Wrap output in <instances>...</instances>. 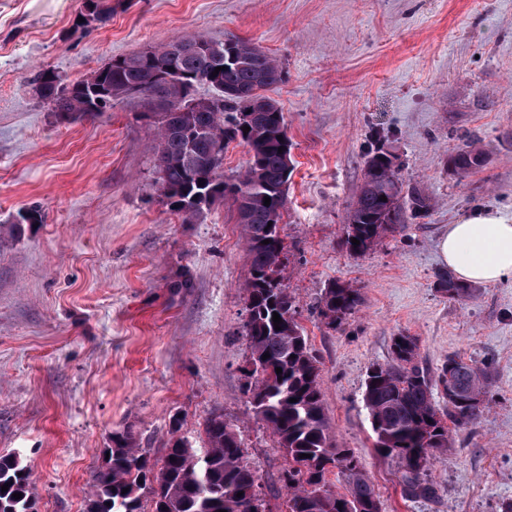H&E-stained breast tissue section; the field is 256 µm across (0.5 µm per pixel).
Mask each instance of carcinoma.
Here are the masks:
<instances>
[{"label":"carcinoma","instance_id":"obj_1","mask_svg":"<svg viewBox=\"0 0 512 512\" xmlns=\"http://www.w3.org/2000/svg\"><path fill=\"white\" fill-rule=\"evenodd\" d=\"M91 21L105 24L112 17V0H83ZM203 35L182 37L164 45L112 59L103 67L65 84L54 71L43 69L36 78L39 97L64 114L81 111L91 87L109 91L101 108L115 101L159 98L170 111L157 114L152 146L158 191L170 211L191 223L201 211L194 199L228 201L242 225L249 261L245 289V335L250 348L248 392L258 420L278 439L289 458L285 472L288 512H381L380 500L359 458L331 442L324 411L319 360L308 337L296 322L297 303L284 284L286 246L279 225H268L271 210L283 209L288 176L280 139H288L279 104L263 91L282 81V67L250 41L230 38L219 43L233 49L239 62L217 72L215 56L195 52L190 44L206 42ZM207 85L213 97L224 91L251 103L254 125L247 132L237 126L233 106H200L185 114L184 83ZM224 146L237 142L248 147L249 160L242 175L224 179V157L213 156V137ZM387 152H373L344 227L343 246L362 255L388 235L399 232L404 202L395 159L383 162ZM472 142L448 156L453 170L464 176L484 163ZM385 200H380V197ZM270 198V205L264 199ZM357 239L355 245L351 239ZM441 291L455 301L474 298L476 289L451 273L438 276ZM359 289L335 282L321 295L318 311L325 324L337 329L358 310ZM282 322L275 329L273 313ZM418 339L399 334L392 338V362L373 363L367 370L362 401L368 412L374 448L395 459L402 469L404 493L411 499L435 493L428 479L433 456L453 447V434L479 425L490 409L489 386L493 370L450 356L437 369L436 378L418 365ZM269 358L262 359L263 355ZM453 365L455 397L442 405L435 389L448 392V365ZM282 373H277L276 368ZM206 448L197 450L177 438L168 443L160 468L149 450L140 447L131 428L112 433V446L94 471L88 507L100 512H141L148 496L152 512H266L259 470L246 456L240 435L222 419H210L205 428ZM338 470L345 491L330 488L327 474ZM0 512H27L33 493L30 473L15 455L0 456ZM127 492H122V489ZM242 496H237V493ZM19 493L16 499L12 494Z\"/></svg>","mask_w":512,"mask_h":512}]
</instances>
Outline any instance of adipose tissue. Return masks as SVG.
<instances>
[{"instance_id": "obj_1", "label": "adipose tissue", "mask_w": 512, "mask_h": 512, "mask_svg": "<svg viewBox=\"0 0 512 512\" xmlns=\"http://www.w3.org/2000/svg\"><path fill=\"white\" fill-rule=\"evenodd\" d=\"M442 264L467 283L512 277V213L478 207L450 224L437 242Z\"/></svg>"}]
</instances>
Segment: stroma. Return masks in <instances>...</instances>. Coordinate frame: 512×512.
<instances>
[{"label": "stroma", "mask_w": 512, "mask_h": 512, "mask_svg": "<svg viewBox=\"0 0 512 512\" xmlns=\"http://www.w3.org/2000/svg\"><path fill=\"white\" fill-rule=\"evenodd\" d=\"M82 0H0V456H19L34 512H85L113 431L161 461L170 439L206 445L213 417L238 432L270 512H288V459L247 393L248 259L231 204L183 223L163 203L139 100L64 117L35 93L40 70L72 82L112 58L201 34L278 59L293 170L280 221L285 284L322 369L330 436L358 456L382 512H498L512 500V278L477 298L437 284L436 240L478 206L512 213V0H120L103 25ZM478 141L484 164L448 157ZM394 153L404 194L428 199L404 228L350 255L344 226L375 148ZM333 282L362 304L341 329L318 314ZM449 356L496 370L481 424L454 436L411 500L377 453L363 383L392 360Z\"/></svg>", "instance_id": "1"}]
</instances>
